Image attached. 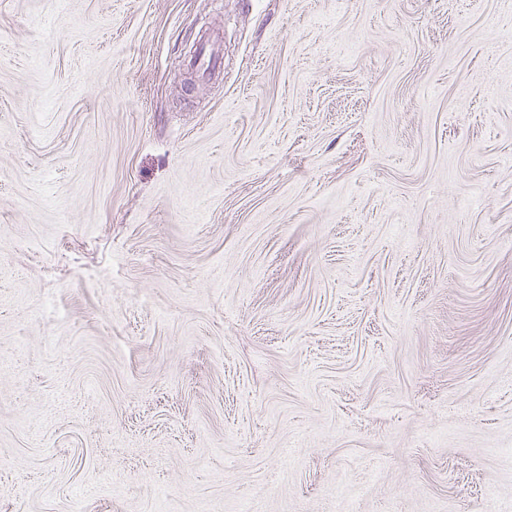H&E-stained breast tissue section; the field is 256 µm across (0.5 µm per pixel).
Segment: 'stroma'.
Segmentation results:
<instances>
[{
  "label": "stroma",
  "mask_w": 512,
  "mask_h": 512,
  "mask_svg": "<svg viewBox=\"0 0 512 512\" xmlns=\"http://www.w3.org/2000/svg\"><path fill=\"white\" fill-rule=\"evenodd\" d=\"M490 498L512 0H0V512ZM189 65L198 77L208 79L224 68V48L222 38L209 36L199 41Z\"/></svg>",
  "instance_id": "stroma-1"
}]
</instances>
